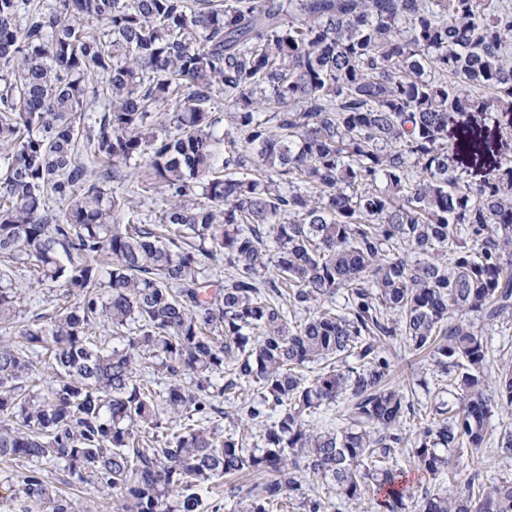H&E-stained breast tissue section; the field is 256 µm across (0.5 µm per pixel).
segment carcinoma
Masks as SVG:
<instances>
[{
    "label": "carcinoma",
    "instance_id": "carcinoma-1",
    "mask_svg": "<svg viewBox=\"0 0 512 512\" xmlns=\"http://www.w3.org/2000/svg\"><path fill=\"white\" fill-rule=\"evenodd\" d=\"M487 112L512 127L502 0H0V324L27 289L74 297L0 340L24 512H75L47 465L112 491V512H199L200 487L243 471L272 478L236 512H328L334 492L512 512V479H481L512 407V363L485 343L512 317V151L456 124ZM135 157L157 224L125 219ZM99 325L120 345H93ZM399 337L448 378L422 407V380L388 382ZM339 401L340 427L307 423ZM408 451L420 480L463 459L468 478L418 500Z\"/></svg>",
    "mask_w": 512,
    "mask_h": 512
}]
</instances>
